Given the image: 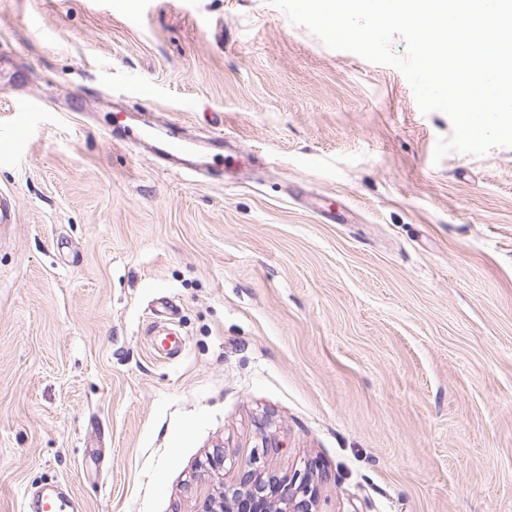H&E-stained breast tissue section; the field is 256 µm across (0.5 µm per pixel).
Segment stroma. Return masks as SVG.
Returning <instances> with one entry per match:
<instances>
[{
  "label": "stroma",
  "instance_id": "35a3bbf8",
  "mask_svg": "<svg viewBox=\"0 0 512 512\" xmlns=\"http://www.w3.org/2000/svg\"><path fill=\"white\" fill-rule=\"evenodd\" d=\"M0 56V512H198L265 434L320 512H512V148L434 161L445 114L268 0H0ZM117 115H122V119L110 130L112 142L125 147H129L128 143H136L135 147H149L166 161L170 170L178 173L198 172V165L190 159L191 150L184 145L186 141L179 139L173 131L166 130L165 138H155L144 131L134 134L126 124L124 115L119 112L115 113ZM34 503L38 512H78L82 510L79 500L70 494H63L55 487H44L37 495Z\"/></svg>",
  "mask_w": 512,
  "mask_h": 512
}]
</instances>
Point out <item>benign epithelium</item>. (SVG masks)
I'll use <instances>...</instances> for the list:
<instances>
[{
    "instance_id": "1",
    "label": "benign epithelium",
    "mask_w": 512,
    "mask_h": 512,
    "mask_svg": "<svg viewBox=\"0 0 512 512\" xmlns=\"http://www.w3.org/2000/svg\"><path fill=\"white\" fill-rule=\"evenodd\" d=\"M227 460L230 469L236 471L235 482L224 485V492L218 496L207 495L199 512H234L236 502L245 496L258 504L257 512H319L310 473L294 474L288 480L287 488L278 491L270 488V482L264 479L260 452L255 450L245 457L218 455L210 459L209 466L218 471L224 468Z\"/></svg>"
}]
</instances>
